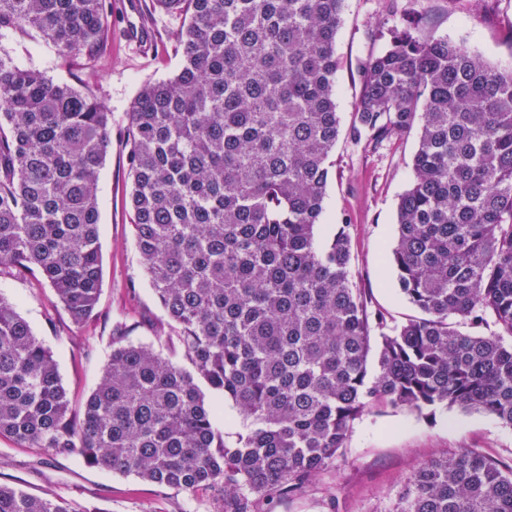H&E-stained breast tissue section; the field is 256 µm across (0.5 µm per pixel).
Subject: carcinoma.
<instances>
[{"mask_svg":"<svg viewBox=\"0 0 512 512\" xmlns=\"http://www.w3.org/2000/svg\"><path fill=\"white\" fill-rule=\"evenodd\" d=\"M185 14L178 73L144 85L126 129L136 244L175 335L117 327L82 418L55 359L0 296V435L264 512L334 464L370 405L457 407L512 426V68L406 17L358 67L351 140L418 128L390 260L419 316L383 332L351 275L348 225L316 227L340 134L344 0H154ZM106 0H0L81 71L112 43ZM110 113L0 51V274L54 290L76 327L102 280L99 172ZM492 322L498 331L479 328ZM380 336H375V333ZM374 370H369V356ZM243 419L224 441V404ZM0 512H75L0 484ZM396 512H512V467L474 450L425 462Z\"/></svg>","mask_w":512,"mask_h":512,"instance_id":"cac0c4a2","label":"carcinoma"}]
</instances>
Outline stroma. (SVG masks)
Returning a JSON list of instances; mask_svg holds the SVG:
<instances>
[{
	"instance_id": "35a3bbf8",
	"label": "stroma",
	"mask_w": 512,
	"mask_h": 512,
	"mask_svg": "<svg viewBox=\"0 0 512 512\" xmlns=\"http://www.w3.org/2000/svg\"><path fill=\"white\" fill-rule=\"evenodd\" d=\"M112 45L92 77L71 69L52 44L32 31L0 30V48L16 64L57 82L91 83L111 114L112 146L100 171L99 239L102 290L94 319L74 327L52 288L32 275H0V295L16 303L35 335L49 348L80 420L112 351L113 329L124 323L132 341L150 343L165 314L143 270L131 224V177L124 131L142 86L166 79L181 65L177 35L184 16L155 9L152 0H111ZM421 17L424 33L462 43L491 64L512 66V0H345L336 37L337 111L349 127L360 93L359 61L383 51L384 30L403 14ZM416 132L378 146L340 136L333 177L316 230L327 240L349 227L351 273L357 288L381 311L388 326L405 323L416 309L399 293L397 273L385 256L396 236L397 206L406 190ZM469 448L512 466V427L497 418L457 408L422 418L398 408H368L353 424L336 462L299 494L275 499L270 512H394L406 480L426 461ZM0 483L32 495L74 503L79 512H215L203 493L159 487L84 462L76 452L24 448L0 436Z\"/></svg>"
}]
</instances>
